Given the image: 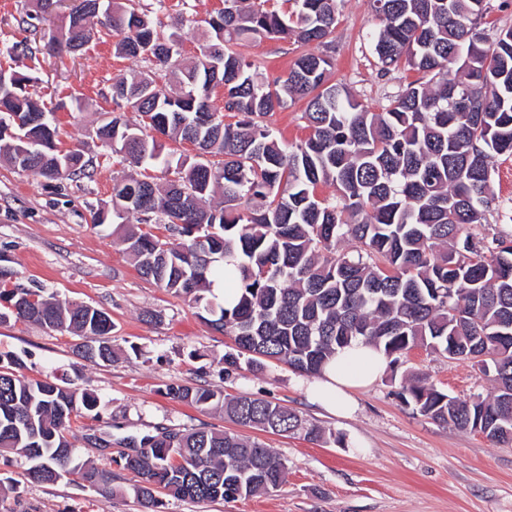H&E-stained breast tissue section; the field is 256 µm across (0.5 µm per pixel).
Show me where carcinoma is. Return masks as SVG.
Masks as SVG:
<instances>
[{
  "label": "carcinoma",
  "mask_w": 512,
  "mask_h": 512,
  "mask_svg": "<svg viewBox=\"0 0 512 512\" xmlns=\"http://www.w3.org/2000/svg\"><path fill=\"white\" fill-rule=\"evenodd\" d=\"M82 0L83 39L95 28L115 35L116 54L148 71L112 84L113 111L123 104L143 121L118 116L97 128L111 153L136 167L163 166L177 178L161 191L149 177L112 183V203L92 213L95 226L116 225L143 277L207 314L215 331L234 337L238 355L287 363L310 377L354 341L397 363L415 347L470 360L492 383L486 396L461 400L426 379L405 377L396 392L412 412L488 441L512 445V238L490 241L463 231L492 209V159L512 155V28L490 37L486 0H371L381 25L373 35L382 69L406 64L421 74L381 111L331 82L330 58L303 53L288 76L268 80L242 48L254 40L329 46L345 0H295L286 14L269 0H224L205 20L198 53L155 22L140 0ZM181 76L180 90L163 78ZM28 75L0 69V154L21 172L46 180L90 176L79 149L55 142V112L29 97ZM224 91V112L211 104ZM306 103L310 130L284 144L271 117ZM237 117L224 123V113ZM189 143L201 155L165 152ZM336 189L319 195L321 185ZM222 187L223 205L203 202ZM163 226L169 235L154 229ZM355 252L344 250L348 240ZM17 272L0 267V321L38 323L83 339L74 351L97 363L112 358L108 314L10 286ZM236 289L228 307L212 277ZM18 356L0 365V459L26 458L33 483L74 476L108 501L134 497L160 512L164 494L192 502L250 498L278 491L287 464L271 449L232 432L164 431L132 442L99 467L68 440L72 417L91 413L87 389L19 374ZM166 395L201 409L220 408L235 423L273 433L326 431L292 409L250 396L233 399L201 384L166 387ZM142 481L114 486L112 467Z\"/></svg>",
  "instance_id": "obj_1"
}]
</instances>
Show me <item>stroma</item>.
I'll list each match as a JSON object with an SVG mask.
<instances>
[{
    "mask_svg": "<svg viewBox=\"0 0 512 512\" xmlns=\"http://www.w3.org/2000/svg\"><path fill=\"white\" fill-rule=\"evenodd\" d=\"M79 2L0 0V43L18 46L14 54L0 55V68L29 75V91L38 101H86L83 111L57 112L59 141L64 149L79 147L95 168L89 179L48 181L0 156V265L16 271L22 287L105 311L117 359L85 362L73 352L76 336L15 318L0 322V355L21 357L28 377L94 392L95 416L71 424L70 440L82 458L105 464L104 452L93 443L97 436L118 443L165 428L233 430L222 412L163 394L172 383H197L287 406L336 438L312 442L257 432L288 464L279 491L230 502L169 498L163 512H512V447L413 414L394 396L411 372L461 399L487 395L492 386L471 362L415 348L386 366L375 383L355 391L350 415H334L307 398L299 374L287 364L271 361L259 370L243 359L225 370V355L236 351L232 338L212 330L182 298L142 278L119 234L92 224L93 211L111 202L113 178L134 171L119 156H106L96 130L113 108V82L137 77L147 65L115 54L108 36H92L77 57L48 55L45 44L65 33ZM223 6L224 0H165L157 16L166 30L179 32L184 53L192 55L201 20ZM29 13L37 20L26 30L20 20ZM378 24L369 0H346L327 49L333 82L375 109L418 77L403 67L381 69L372 46ZM31 43L36 53L27 52ZM245 53L271 79L286 77L299 55L269 40L250 43ZM493 168L496 206L486 223L473 228L486 238L512 232V157H497ZM24 469L21 460L0 463V512L20 506L28 512H142L133 497L104 502L66 479L29 482Z\"/></svg>",
    "mask_w": 512,
    "mask_h": 512,
    "instance_id": "35a3bbf8",
    "label": "stroma"
}]
</instances>
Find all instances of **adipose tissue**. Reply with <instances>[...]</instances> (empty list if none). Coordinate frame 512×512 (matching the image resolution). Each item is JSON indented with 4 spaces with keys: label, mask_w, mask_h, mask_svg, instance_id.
Masks as SVG:
<instances>
[{
    "label": "adipose tissue",
    "mask_w": 512,
    "mask_h": 512,
    "mask_svg": "<svg viewBox=\"0 0 512 512\" xmlns=\"http://www.w3.org/2000/svg\"><path fill=\"white\" fill-rule=\"evenodd\" d=\"M384 367L382 353L356 343L339 351L325 365L321 375L308 383L306 391L314 402L345 415L353 409L354 391L373 384Z\"/></svg>",
    "instance_id": "obj_1"
}]
</instances>
